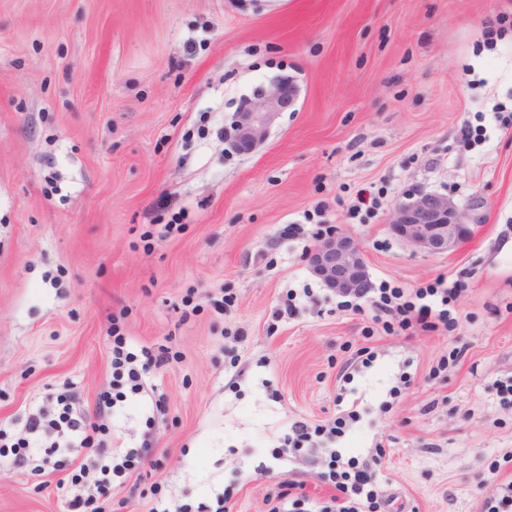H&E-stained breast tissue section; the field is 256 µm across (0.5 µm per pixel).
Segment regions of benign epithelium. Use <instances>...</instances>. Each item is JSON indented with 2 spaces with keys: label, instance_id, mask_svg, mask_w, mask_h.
I'll return each mask as SVG.
<instances>
[{
  "label": "benign epithelium",
  "instance_id": "1",
  "mask_svg": "<svg viewBox=\"0 0 512 512\" xmlns=\"http://www.w3.org/2000/svg\"><path fill=\"white\" fill-rule=\"evenodd\" d=\"M297 96V84L290 76L255 87L224 126L227 150L246 154L262 144L275 117L294 105ZM389 227L404 243L429 254L454 251L474 232V225L448 196L422 192L395 207ZM307 263L312 275L337 295H360L367 288L365 254L345 233L319 239Z\"/></svg>",
  "mask_w": 512,
  "mask_h": 512
}]
</instances>
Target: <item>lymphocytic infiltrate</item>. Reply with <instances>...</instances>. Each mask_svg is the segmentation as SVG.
<instances>
[{
    "label": "lymphocytic infiltrate",
    "mask_w": 512,
    "mask_h": 512,
    "mask_svg": "<svg viewBox=\"0 0 512 512\" xmlns=\"http://www.w3.org/2000/svg\"><path fill=\"white\" fill-rule=\"evenodd\" d=\"M463 290L460 284H447L444 279H437L434 284L417 289L414 294H405L398 288L381 289L377 298L371 302L372 307L385 317L387 330H408L415 327L434 330L440 327L451 328L455 319L449 307L452 299ZM113 402L110 396H103L96 406L94 415H87L76 406L75 402L65 403L62 413L56 418H48L44 410L30 413L24 429L23 438L12 444L11 469L15 474L26 475L38 471L40 464L50 463L52 458L65 457L70 453L84 451L85 460L79 465V472L71 478V497L68 512H89L91 498L81 491L83 473L95 469L100 474L99 488L110 485L112 478L122 476L134 464L144 461L146 448L129 449L125 453L112 456L102 455V441L96 435L100 431L101 421L111 418ZM291 446L307 443V461L310 466L326 464L322 477L331 484L339 496L335 506H322L308 496L293 497L292 491L297 483L292 479H283L278 483L277 504L271 512H380L383 505L389 504L390 498L383 494L377 484L376 455L367 456L362 462H343L341 453H324L314 439L325 436L335 439L342 435V426L329 429L310 427L302 421L293 422Z\"/></svg>",
    "instance_id": "lymphocytic-infiltrate-1"
}]
</instances>
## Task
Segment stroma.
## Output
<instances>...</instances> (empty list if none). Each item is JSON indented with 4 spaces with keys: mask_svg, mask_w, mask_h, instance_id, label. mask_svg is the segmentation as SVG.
I'll return each mask as SVG.
<instances>
[{
    "mask_svg": "<svg viewBox=\"0 0 512 512\" xmlns=\"http://www.w3.org/2000/svg\"><path fill=\"white\" fill-rule=\"evenodd\" d=\"M512 0H0V428L70 392L125 402L103 440L148 444L98 512H270L284 478L329 504L294 421L344 457L379 448L404 512H482L512 482ZM296 77L295 106L247 155L224 127L254 86ZM475 132L464 143L461 124ZM448 195L475 231L431 255L389 222L408 195ZM305 233L285 238V225ZM321 224L366 255L369 285L468 288L451 331L387 332L369 298L341 307L309 271ZM167 350L112 378V334ZM448 368L437 372L442 357ZM70 463L27 478L0 457V512H67ZM346 420H338L336 422V426L330 427L329 429L325 427H315L313 432H311V427L308 426L307 423L302 421H295L292 423L290 429L293 434V437L288 435L287 443L285 446H289L291 444V448H282L277 456H285L290 454H294L296 451H300L305 449L307 453V461L310 466H318L322 460V454L326 448H319V445L313 441V436L319 437L323 436L329 440H335L336 435L340 436L345 434L343 427L346 426ZM322 433H324L322 435ZM301 442H307L310 444V448H299Z\"/></svg>",
    "mask_w": 512,
    "mask_h": 512,
    "instance_id": "stroma-1",
    "label": "stroma"
}]
</instances>
